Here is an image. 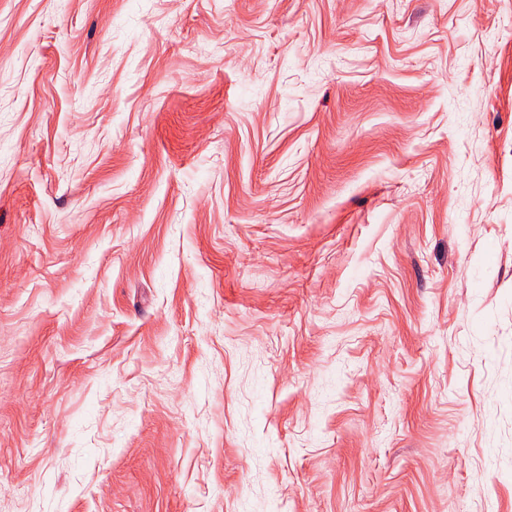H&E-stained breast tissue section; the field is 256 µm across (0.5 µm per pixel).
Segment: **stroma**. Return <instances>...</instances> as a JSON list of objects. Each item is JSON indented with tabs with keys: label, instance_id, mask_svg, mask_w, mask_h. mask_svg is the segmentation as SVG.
<instances>
[{
	"label": "stroma",
	"instance_id": "obj_1",
	"mask_svg": "<svg viewBox=\"0 0 512 512\" xmlns=\"http://www.w3.org/2000/svg\"><path fill=\"white\" fill-rule=\"evenodd\" d=\"M512 0H0V512H512Z\"/></svg>",
	"mask_w": 512,
	"mask_h": 512
}]
</instances>
